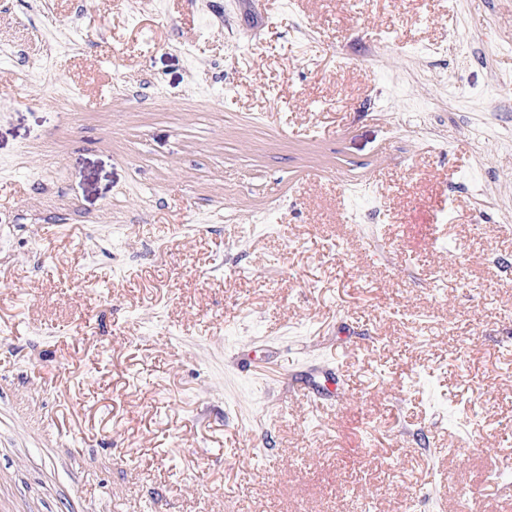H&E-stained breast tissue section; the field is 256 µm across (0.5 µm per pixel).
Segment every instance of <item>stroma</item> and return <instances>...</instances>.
<instances>
[{
    "mask_svg": "<svg viewBox=\"0 0 512 512\" xmlns=\"http://www.w3.org/2000/svg\"><path fill=\"white\" fill-rule=\"evenodd\" d=\"M0 512H512V0H0Z\"/></svg>",
    "mask_w": 512,
    "mask_h": 512,
    "instance_id": "1",
    "label": "stroma"
}]
</instances>
